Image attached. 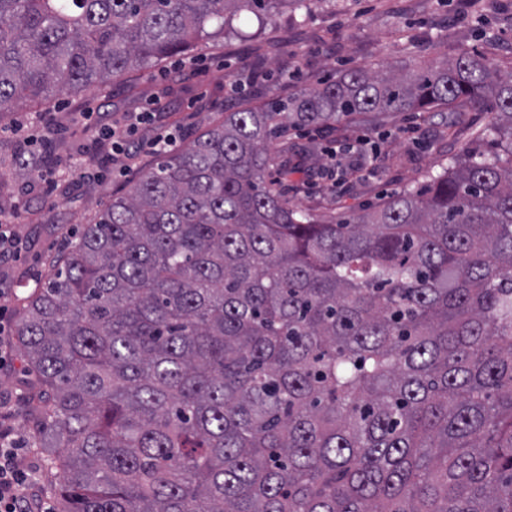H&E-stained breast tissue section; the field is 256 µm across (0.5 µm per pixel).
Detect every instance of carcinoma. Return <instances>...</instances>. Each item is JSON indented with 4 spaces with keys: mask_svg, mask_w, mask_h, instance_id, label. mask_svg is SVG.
Masks as SVG:
<instances>
[{
    "mask_svg": "<svg viewBox=\"0 0 512 512\" xmlns=\"http://www.w3.org/2000/svg\"><path fill=\"white\" fill-rule=\"evenodd\" d=\"M314 0H0V118ZM478 106L424 188L302 214L285 128ZM16 329L56 512H512V76L465 51L224 118L111 199Z\"/></svg>",
    "mask_w": 512,
    "mask_h": 512,
    "instance_id": "cac0c4a2",
    "label": "carcinoma"
}]
</instances>
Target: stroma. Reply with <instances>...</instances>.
<instances>
[{
  "instance_id": "1",
  "label": "stroma",
  "mask_w": 512,
  "mask_h": 512,
  "mask_svg": "<svg viewBox=\"0 0 512 512\" xmlns=\"http://www.w3.org/2000/svg\"><path fill=\"white\" fill-rule=\"evenodd\" d=\"M464 50L482 51L500 74L512 73V0H488L478 13L470 0H346L341 11L324 0L310 13L288 12L265 28L256 17L240 16L231 30L200 39L180 70L158 63L130 72L109 95L60 97L46 109L51 125L37 123L38 110L29 106L0 119L18 128L0 136V220L15 237L13 253L0 260V416L22 453L41 456L28 423L31 378L15 336L21 300L46 280L48 254L64 248L105 201L126 193L141 170L160 162L146 146L156 131L185 140L222 112L255 102L256 84L247 80L254 70L271 96L284 99L295 87L347 69L384 66L402 73ZM85 112L92 115L87 124ZM131 112L151 118L134 135L127 167H110L96 129L125 125ZM489 121L485 110L466 106L421 119L389 112L330 128L291 129L288 141L301 150L295 162L311 178L304 185L292 176L277 188L299 209L346 216L440 173ZM361 137L368 148L348 153ZM73 158L83 169L70 168ZM24 161L34 166L33 175L18 176Z\"/></svg>"
}]
</instances>
